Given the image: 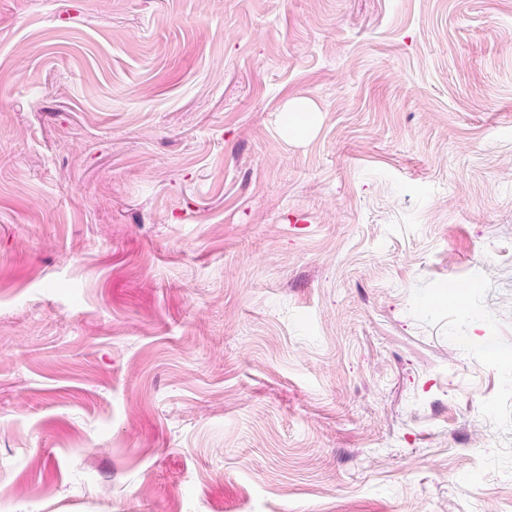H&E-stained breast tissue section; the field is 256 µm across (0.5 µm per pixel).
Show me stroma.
<instances>
[{"label":"stroma","instance_id":"35a3bbf8","mask_svg":"<svg viewBox=\"0 0 512 512\" xmlns=\"http://www.w3.org/2000/svg\"><path fill=\"white\" fill-rule=\"evenodd\" d=\"M0 512H512V0H0Z\"/></svg>","mask_w":512,"mask_h":512}]
</instances>
